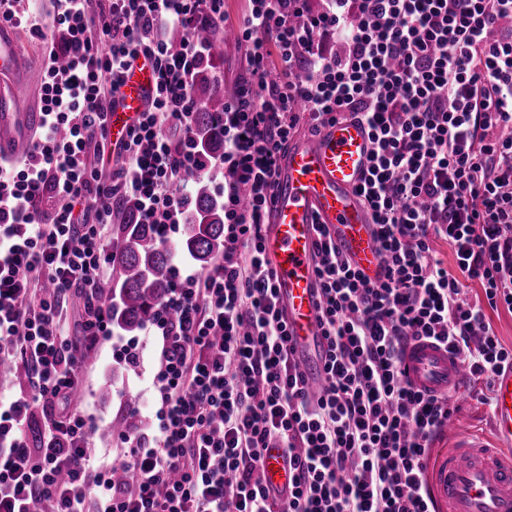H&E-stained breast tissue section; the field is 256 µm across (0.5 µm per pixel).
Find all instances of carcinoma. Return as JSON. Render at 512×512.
Segmentation results:
<instances>
[{"label": "carcinoma", "mask_w": 512, "mask_h": 512, "mask_svg": "<svg viewBox=\"0 0 512 512\" xmlns=\"http://www.w3.org/2000/svg\"><path fill=\"white\" fill-rule=\"evenodd\" d=\"M197 36L212 42L213 60L223 56L224 43L235 39L231 31L216 34L201 28ZM200 104L193 123V137L208 152L224 147V131L220 115L224 103L236 97L237 87L217 88L208 71L201 72L194 85ZM188 203L181 251L200 263L209 265L224 251V197L210 182L197 173H189L183 182ZM112 279L102 285L101 295L116 300L112 307V323L129 336L144 329L155 319L158 305L172 288L171 252L160 239L153 224L139 223L138 205L125 199L112 209V239L109 247ZM137 400L127 397L124 406L128 418L121 433H135Z\"/></svg>", "instance_id": "obj_1"}]
</instances>
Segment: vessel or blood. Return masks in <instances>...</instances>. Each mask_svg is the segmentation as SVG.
Instances as JSON below:
<instances>
[{
    "instance_id": "vessel-or-blood-1",
    "label": "vessel or blood",
    "mask_w": 512,
    "mask_h": 512,
    "mask_svg": "<svg viewBox=\"0 0 512 512\" xmlns=\"http://www.w3.org/2000/svg\"><path fill=\"white\" fill-rule=\"evenodd\" d=\"M23 64L18 40L0 29V157L16 154L41 123L39 109L29 103ZM153 84L149 65L129 72L109 116L113 141L122 140L135 123ZM370 154L367 128L347 119L295 139L277 161L263 247L288 324L291 356L313 389L324 378L326 347L312 259L317 225L328 228L337 249L368 277L383 273L371 220L356 194ZM404 365L414 386L431 394L458 393L467 381L461 357L433 342L410 344ZM449 438V446L434 448L427 469L436 512H512V365L495 376L490 436L453 431ZM264 466L272 487H287L288 464L281 449H268Z\"/></svg>"
}]
</instances>
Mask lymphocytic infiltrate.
<instances>
[{
	"label": "lymphocytic infiltrate",
	"instance_id": "lymphocytic-infiltrate-1",
	"mask_svg": "<svg viewBox=\"0 0 512 512\" xmlns=\"http://www.w3.org/2000/svg\"><path fill=\"white\" fill-rule=\"evenodd\" d=\"M251 0L238 25L250 77L224 106V151L191 134L192 86L213 60L199 26L224 27V0H0V24L44 47L41 124L23 159L0 165V363L33 392L0 400V512H432L433 438L456 409L416 390L410 341L461 354L492 385L512 363L487 310L512 312V0ZM186 33L179 52L166 33ZM154 86L126 140L107 113L126 74ZM370 130L356 193L371 215L383 276L356 271L317 227L313 261L327 342L309 392L263 255L277 158L299 129L340 118ZM190 172L223 176L224 251L202 274L174 275L151 324L158 339L157 430L123 436L95 461L93 429L71 408L85 356L112 335L98 289L112 205L130 198L169 237ZM448 245L445 266L434 242ZM482 296L470 299L469 285ZM84 302L79 334L63 311ZM54 415L38 447L35 406ZM282 449L288 490L266 481ZM124 469L131 480L116 482Z\"/></svg>",
	"mask_w": 512,
	"mask_h": 512
}]
</instances>
